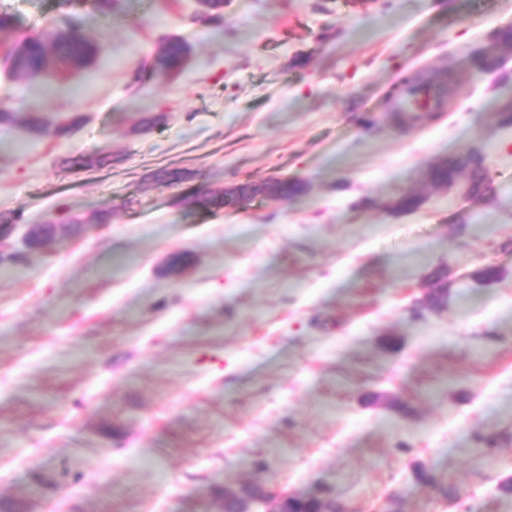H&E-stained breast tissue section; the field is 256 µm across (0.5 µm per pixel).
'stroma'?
<instances>
[{
    "instance_id": "stroma-1",
    "label": "stroma",
    "mask_w": 512,
    "mask_h": 512,
    "mask_svg": "<svg viewBox=\"0 0 512 512\" xmlns=\"http://www.w3.org/2000/svg\"><path fill=\"white\" fill-rule=\"evenodd\" d=\"M118 6L0 0V44L69 17L105 48L64 77L0 63V107L84 119L0 132V253H24L0 265V512H222L249 483L512 512V52L481 65L512 0ZM171 37L190 53L168 76ZM433 70L444 111L395 126L390 92ZM473 147L481 201L427 180ZM275 180L303 189L184 203ZM61 206L85 224L24 251ZM189 54V47L183 41L170 38L165 41L155 57V69L163 74H176L180 71ZM28 132L36 137L53 135L58 138L69 137L75 132L83 123V118L80 116H73L68 121L51 124L39 115H30L25 119ZM258 187L245 184L240 185L230 192L217 195H204V196H190L185 198L187 205L196 206L203 209H210L212 207H223L233 205L246 198H251L257 195Z\"/></svg>"
}]
</instances>
